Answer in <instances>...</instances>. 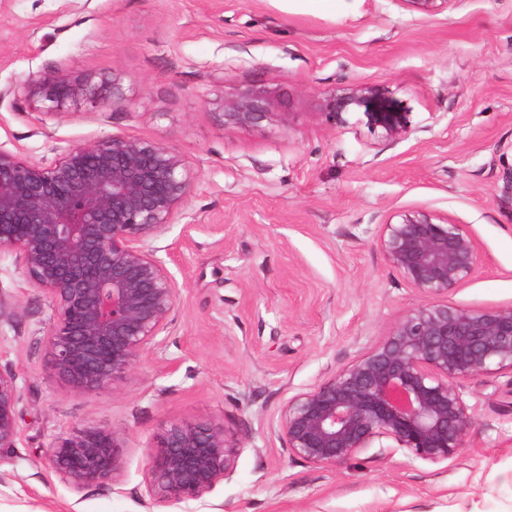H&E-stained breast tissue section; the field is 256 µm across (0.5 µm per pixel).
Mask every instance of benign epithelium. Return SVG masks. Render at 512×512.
Wrapping results in <instances>:
<instances>
[{
	"label": "benign epithelium",
	"mask_w": 512,
	"mask_h": 512,
	"mask_svg": "<svg viewBox=\"0 0 512 512\" xmlns=\"http://www.w3.org/2000/svg\"><path fill=\"white\" fill-rule=\"evenodd\" d=\"M405 2L432 14L456 0ZM27 87L41 94L48 114L81 101H125L116 74L94 82L44 70ZM386 93L379 84L345 81L321 93L319 111L334 123ZM222 108L224 124L237 128L287 118L279 91L265 84L223 92ZM370 117L393 141L407 133L399 112ZM193 186L189 161L162 141L102 138L50 164L0 147V248L50 299L45 344L72 388L108 389L144 356L166 351L180 288L150 243L182 215ZM394 218L381 225L385 260L434 301L409 310L376 347L289 398L268 420L288 455L315 467H334L375 443L444 463L465 447L473 424L459 382L512 369V306L476 310L437 301L477 272L472 232L425 209ZM20 400L16 374L0 370V459L15 448ZM125 449L121 430L87 424L55 436L46 464L75 490L114 486L121 484ZM240 450L222 426L173 421L151 448L142 496L157 509L200 500L233 476Z\"/></svg>",
	"instance_id": "7a95c632"
}]
</instances>
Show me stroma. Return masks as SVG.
<instances>
[{
  "mask_svg": "<svg viewBox=\"0 0 512 512\" xmlns=\"http://www.w3.org/2000/svg\"><path fill=\"white\" fill-rule=\"evenodd\" d=\"M0 0V147L51 163L118 135L190 161L183 215L153 241L181 292L163 358L80 392L43 339L52 316L0 251V369L17 374L18 439L0 460V512H150L149 452L165 426H223L241 445L231 479L172 512H512V370L461 381L474 424L442 464L368 448L325 469L289 457L266 422L294 395L378 345L428 297L386 262L381 225L425 208L467 225L480 270L449 306L512 305V0L423 14L405 0ZM62 68L119 74L125 102L43 113L26 83ZM388 88L407 134L363 112L328 123L339 79ZM277 87L288 118L234 128L223 88ZM86 423L122 429L115 487L73 490L46 466L49 439Z\"/></svg>",
  "mask_w": 512,
  "mask_h": 512,
  "instance_id": "1",
  "label": "stroma"
}]
</instances>
